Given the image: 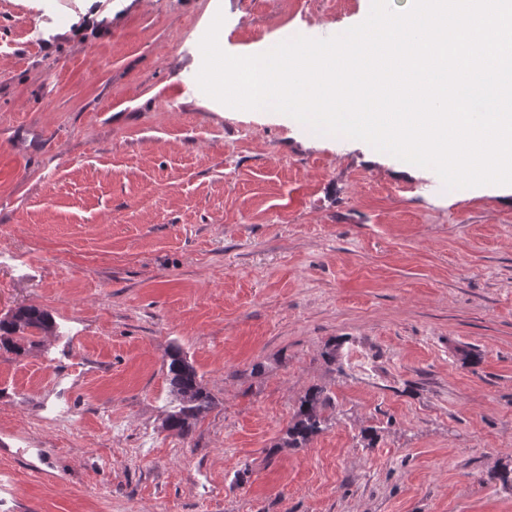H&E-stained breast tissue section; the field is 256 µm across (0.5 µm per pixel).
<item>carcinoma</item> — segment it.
<instances>
[{
	"label": "carcinoma",
	"mask_w": 512,
	"mask_h": 512,
	"mask_svg": "<svg viewBox=\"0 0 512 512\" xmlns=\"http://www.w3.org/2000/svg\"><path fill=\"white\" fill-rule=\"evenodd\" d=\"M51 328L53 320L47 311L35 306L23 307L12 316L0 320V344L21 354L29 342V338L24 336L26 330ZM167 377L175 405L163 426L184 437L212 409L214 400L203 386L196 369L177 347L168 355ZM332 409L330 395L320 388L310 389L299 401L284 442L290 448L306 447L328 428Z\"/></svg>",
	"instance_id": "1"
}]
</instances>
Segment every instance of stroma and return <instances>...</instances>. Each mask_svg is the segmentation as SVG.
<instances>
[{"instance_id": "stroma-1", "label": "stroma", "mask_w": 512, "mask_h": 512, "mask_svg": "<svg viewBox=\"0 0 512 512\" xmlns=\"http://www.w3.org/2000/svg\"><path fill=\"white\" fill-rule=\"evenodd\" d=\"M96 6L0 0V317L55 322L0 350V512H512V202L196 81L216 14L253 55L370 0ZM167 377L175 405L163 426L184 437L212 409L214 400L203 386L196 369L177 347L168 355ZM332 397L320 388H312L300 399L284 442L291 448H304L323 433L331 421Z\"/></svg>"}]
</instances>
